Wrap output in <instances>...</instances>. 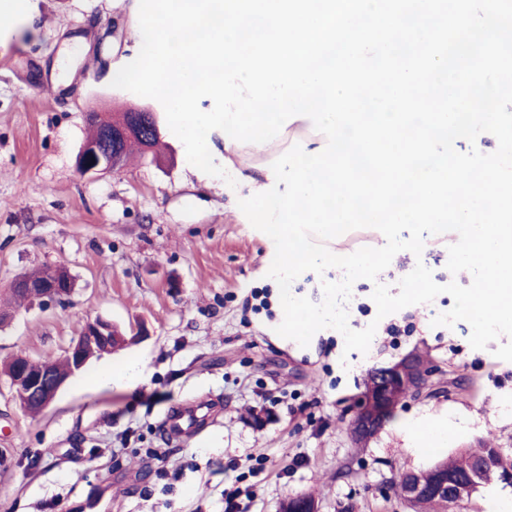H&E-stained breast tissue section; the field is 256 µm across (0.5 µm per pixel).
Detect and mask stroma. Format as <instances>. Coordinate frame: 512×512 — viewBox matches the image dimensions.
<instances>
[{"label":"stroma","instance_id":"1","mask_svg":"<svg viewBox=\"0 0 512 512\" xmlns=\"http://www.w3.org/2000/svg\"><path fill=\"white\" fill-rule=\"evenodd\" d=\"M34 3L31 29L0 39V364L60 355L96 317L125 344L35 415L0 373V512H69L97 495L111 512H224L230 493L247 512H278L299 494L320 512H412L389 487L393 467L421 469L488 438L512 455V362L472 348L467 322L433 326L452 308L449 294L382 318L372 298L379 283L397 290L419 262L438 284L469 285V272L447 269L457 233L353 285L349 327L377 326L367 353H345L332 328L305 347L279 336L280 292L267 275L275 251L238 207L245 184L199 180L168 130L156 154L78 174L87 111L150 100L112 85L131 53L93 50L112 27L113 0ZM58 265L74 282L66 303L31 307L9 294L16 276ZM416 350L456 387L406 400L357 447L348 410L368 372ZM132 365L137 381L101 382ZM207 394L223 402L216 422L169 443L164 411ZM420 421L447 422L442 448L411 439Z\"/></svg>","mask_w":512,"mask_h":512}]
</instances>
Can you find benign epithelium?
<instances>
[{
	"label": "benign epithelium",
	"mask_w": 512,
	"mask_h": 512,
	"mask_svg": "<svg viewBox=\"0 0 512 512\" xmlns=\"http://www.w3.org/2000/svg\"><path fill=\"white\" fill-rule=\"evenodd\" d=\"M152 112L140 110L125 112L109 122L101 140L88 142L80 150L77 171L82 175H98L118 168L123 160V143L150 128ZM50 277L34 282L23 275L11 283V289L28 296L32 304L47 306L65 302L73 289L68 287L70 275L66 268H50ZM121 337L112 335V323L102 318L88 321L77 340L64 351L62 359L68 363L64 374L49 370L33 372L27 366L29 357L16 355L10 359L7 382L13 399L25 413L37 408L42 412L56 399L68 380L80 372L88 362V351L112 349ZM441 370L422 353L416 352L400 361L372 370L364 380L363 388L350 408V430L355 444L364 445L376 436L386 418L406 399H419L437 393L439 382L435 377ZM512 484V474L493 475L488 460L474 458L462 472H449L434 464L429 478L409 471L393 482L400 496L408 503L427 494L435 499L453 497L458 500L473 496L482 488ZM288 512H318L315 500L307 495L288 498Z\"/></svg>",
	"instance_id": "7a95c632"
}]
</instances>
